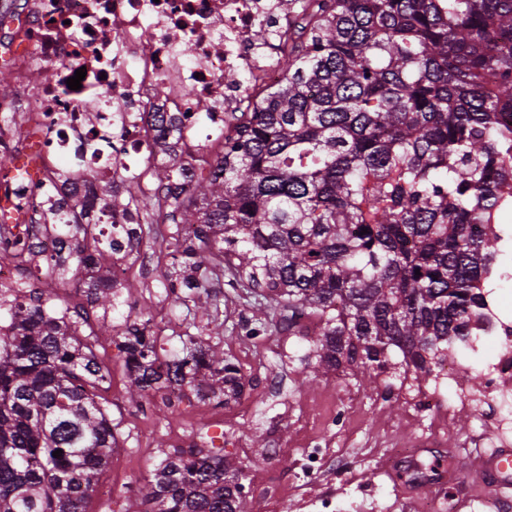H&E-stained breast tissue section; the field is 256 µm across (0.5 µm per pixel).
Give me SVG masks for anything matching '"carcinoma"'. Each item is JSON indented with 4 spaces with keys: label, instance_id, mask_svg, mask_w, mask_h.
I'll list each match as a JSON object with an SVG mask.
<instances>
[{
    "label": "carcinoma",
    "instance_id": "1",
    "mask_svg": "<svg viewBox=\"0 0 512 512\" xmlns=\"http://www.w3.org/2000/svg\"><path fill=\"white\" fill-rule=\"evenodd\" d=\"M303 40L280 57L281 82L230 114L216 172L169 152L149 193L140 176L101 188L103 207L144 212L177 234L164 276L201 293L207 275L261 290L288 308V332L323 336L314 372L369 376L398 349L422 376L474 335L497 274L496 242L512 223V0H294ZM180 139L181 118L160 119ZM88 199L46 200L58 235L47 274L62 282L108 269L154 238L152 223L95 232ZM367 233H362V230ZM75 259L67 265L63 249ZM36 245L5 252L20 268ZM420 274H415V271ZM114 283L87 292L116 307ZM151 319L128 325L130 393L188 384L237 399L242 368L185 333L183 355L159 361ZM70 294L0 288V512H86L118 447L98 390L94 349L114 326L83 331ZM62 450L60 457L53 456ZM248 512L223 450L166 457L126 512Z\"/></svg>",
    "mask_w": 512,
    "mask_h": 512
}]
</instances>
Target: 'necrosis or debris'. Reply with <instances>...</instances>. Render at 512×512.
<instances>
[{"instance_id":"4bbe7bcc","label":"necrosis or debris","mask_w":512,"mask_h":512,"mask_svg":"<svg viewBox=\"0 0 512 512\" xmlns=\"http://www.w3.org/2000/svg\"><path fill=\"white\" fill-rule=\"evenodd\" d=\"M298 23L288 0H5L0 69L12 73L16 90L0 96V112L22 113L35 132L25 163L0 183V199L11 206L0 214V243L38 239L52 248V236L36 234L45 200L75 199L56 176L57 159L96 168L100 183L111 182L131 161L157 152L158 113H192L205 100L209 114L187 122L177 144L182 162L201 168V131L223 135L225 113L280 79L283 36ZM261 25L270 40H259ZM80 68L81 88L69 89ZM228 70L245 73L246 84L226 85ZM99 139L113 141L111 162L85 152ZM474 322L470 349L490 357L477 384L467 382L461 356L440 364L435 376L460 401L476 396L491 410L512 393V318L492 296Z\"/></svg>"}]
</instances>
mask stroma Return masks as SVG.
<instances>
[{
  "label": "stroma",
  "instance_id": "1",
  "mask_svg": "<svg viewBox=\"0 0 512 512\" xmlns=\"http://www.w3.org/2000/svg\"><path fill=\"white\" fill-rule=\"evenodd\" d=\"M174 227L161 225L155 243L141 245L128 257L132 289L122 290L116 310H87V322L98 327L102 319L112 324L149 321L160 357L170 358L182 348L186 307L171 308L158 302L169 284L162 273L169 261L167 244ZM211 292L220 304L208 320L198 323L196 333L205 343L220 345L226 353L242 357L238 341L241 330L253 326L258 296L243 288H231L222 280H210ZM265 328L250 347L263 352L266 372L245 374L244 396L253 403L243 415L215 427L222 414L216 404L198 406L192 390L167 403L164 392L142 397L127 392L129 373L124 358L112 340H100L95 354L110 371L105 392L108 411L119 424V457L110 459L101 474L88 512H124L132 490L102 495V487L119 482L125 469H132L140 483L152 480L155 469L168 456L192 448H208L210 438L224 437L225 449L245 475L244 485L251 512H258L261 482L288 489L292 512H424L428 494L406 496L387 461L392 443L423 441L436 451L452 453L457 460L454 512H497L489 497L475 494L468 484L473 470L465 457L481 450L483 427L499 418L512 419V399L498 411L486 412L476 402L461 403L451 391H443L446 403L436 411L419 412L404 396L401 386L417 382L420 389H433V378L417 377L404 370L400 352H393L394 366L380 373L372 392H364L359 370H345L311 378L318 342L314 336L289 335L286 309L271 305L263 315ZM351 404L342 427L325 423L331 407ZM324 436L329 453L320 471L309 479L297 475L301 451L315 436Z\"/></svg>",
  "mask_w": 512,
  "mask_h": 512
}]
</instances>
